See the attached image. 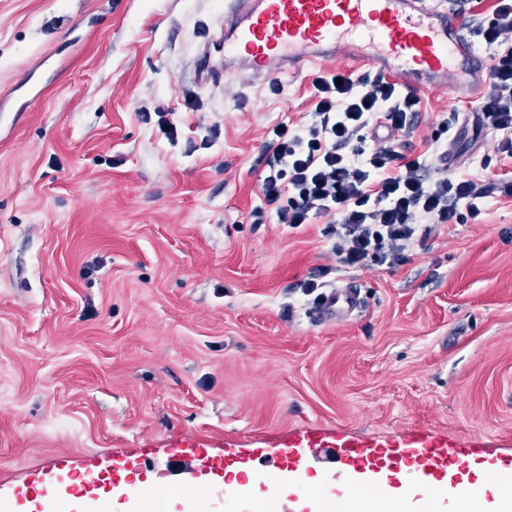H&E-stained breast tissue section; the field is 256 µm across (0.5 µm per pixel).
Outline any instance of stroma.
Wrapping results in <instances>:
<instances>
[{
    "instance_id": "stroma-1",
    "label": "stroma",
    "mask_w": 512,
    "mask_h": 512,
    "mask_svg": "<svg viewBox=\"0 0 512 512\" xmlns=\"http://www.w3.org/2000/svg\"><path fill=\"white\" fill-rule=\"evenodd\" d=\"M215 0H0V512H41L43 469L72 467L63 512H134L86 474L126 476L171 512L199 492L161 483L192 437L280 457L288 434L396 439L410 430L512 454V196L425 232L392 266L338 262L322 217L297 228L261 205L272 127L311 125L312 80L199 81ZM400 151L428 175L512 180L476 131L481 96L421 85ZM171 112L170 142L139 109ZM216 129L212 146L201 139ZM322 275L359 306L339 318L297 288ZM209 512H249L260 476L222 484Z\"/></svg>"
}]
</instances>
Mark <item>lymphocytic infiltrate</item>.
Segmentation results:
<instances>
[{
  "instance_id": "lymphocytic-infiltrate-1",
  "label": "lymphocytic infiltrate",
  "mask_w": 512,
  "mask_h": 512,
  "mask_svg": "<svg viewBox=\"0 0 512 512\" xmlns=\"http://www.w3.org/2000/svg\"><path fill=\"white\" fill-rule=\"evenodd\" d=\"M487 46L499 49L492 71L493 93L481 112L493 130L512 128V0H499L489 21L479 22ZM317 120L304 130L280 123L271 130L259 188L261 223L274 210L297 228L326 216L323 234L346 266L392 265L408 250L419 225L457 224L462 213L478 216L487 185L465 177L428 180L426 161H402L396 134L413 125L419 99L383 76L366 80L327 71L313 80ZM384 124L391 139L365 148L359 133Z\"/></svg>"
}]
</instances>
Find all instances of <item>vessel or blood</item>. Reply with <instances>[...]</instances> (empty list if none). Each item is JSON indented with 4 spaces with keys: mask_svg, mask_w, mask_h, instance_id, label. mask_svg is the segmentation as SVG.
Segmentation results:
<instances>
[{
    "mask_svg": "<svg viewBox=\"0 0 512 512\" xmlns=\"http://www.w3.org/2000/svg\"><path fill=\"white\" fill-rule=\"evenodd\" d=\"M218 17L219 36L200 60L202 80L222 78L244 69L259 78L300 71L368 42L376 46L371 62L383 66L393 82L415 88L426 79L437 85L471 80L481 87L482 61L463 33V15L428 6L426 0H225ZM358 303L354 287L332 293L326 307L348 315ZM324 433L312 428L289 436L280 464L265 470L263 480L278 483L284 470H299L306 451L325 446ZM336 469L325 476L318 497L329 507L333 485L353 476L344 512H392L395 500L386 481L407 471L422 499L436 512L443 496L453 495L458 512H485L465 475L477 457L474 445L416 431L398 440L349 437L335 452Z\"/></svg>",
    "mask_w": 512,
    "mask_h": 512,
    "instance_id": "b4317fda",
    "label": "vessel or blood"
}]
</instances>
